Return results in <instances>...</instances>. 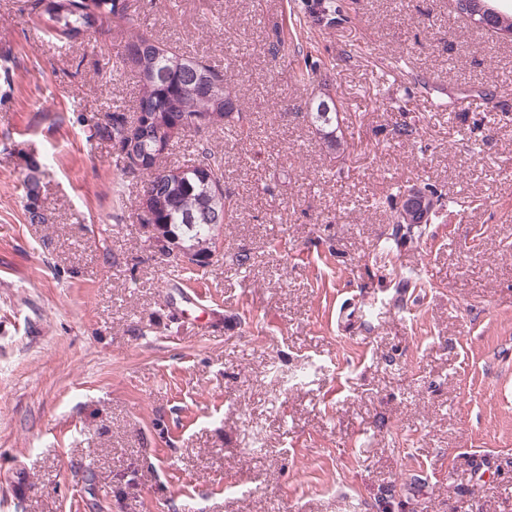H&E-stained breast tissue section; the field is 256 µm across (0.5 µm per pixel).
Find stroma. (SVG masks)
Listing matches in <instances>:
<instances>
[{"instance_id":"stroma-1","label":"stroma","mask_w":512,"mask_h":512,"mask_svg":"<svg viewBox=\"0 0 512 512\" xmlns=\"http://www.w3.org/2000/svg\"><path fill=\"white\" fill-rule=\"evenodd\" d=\"M341 2L319 30L294 0H132L254 123L174 148L239 206L176 277L91 132L136 107L120 35L63 45L0 0V512H512V42L452 0ZM324 86L337 151L304 116ZM402 182L440 206L382 261ZM28 165L32 173L27 175L25 183L26 216L29 223L42 224L44 223L45 218L40 206L38 205L40 186L39 180L34 174L38 171L40 164L36 160L32 159L29 161Z\"/></svg>"}]
</instances>
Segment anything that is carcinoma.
<instances>
[{
  "instance_id": "carcinoma-1",
  "label": "carcinoma",
  "mask_w": 512,
  "mask_h": 512,
  "mask_svg": "<svg viewBox=\"0 0 512 512\" xmlns=\"http://www.w3.org/2000/svg\"><path fill=\"white\" fill-rule=\"evenodd\" d=\"M25 7L32 23L62 43H73L106 25L118 33L134 25L130 0H25ZM297 7L313 14L317 24L336 12L335 0H302ZM116 64L136 73V111L144 114L134 143L127 137L123 112H108L92 125L95 137L128 147L113 160L117 197H122L125 183L141 182L151 213L148 223L162 226L164 233L178 238L201 257L197 266H206L204 258L212 252L217 229L239 219L233 194L224 190V161L205 149L189 165L167 166L162 163L165 154L157 152V147L161 144L172 151L183 140L173 129L203 116L209 117L212 129L225 128L236 141L250 144L254 141L251 114L239 107L224 69L144 34L124 41ZM306 117L329 147L340 146L341 118L334 103L326 106L322 98L313 101L307 106ZM39 167L36 160L29 161L25 211L31 224L45 221L38 205L40 186L35 172ZM434 196L433 191L423 192L411 203L393 208L391 236L398 240L425 233L430 220H422V214L434 209Z\"/></svg>"
}]
</instances>
